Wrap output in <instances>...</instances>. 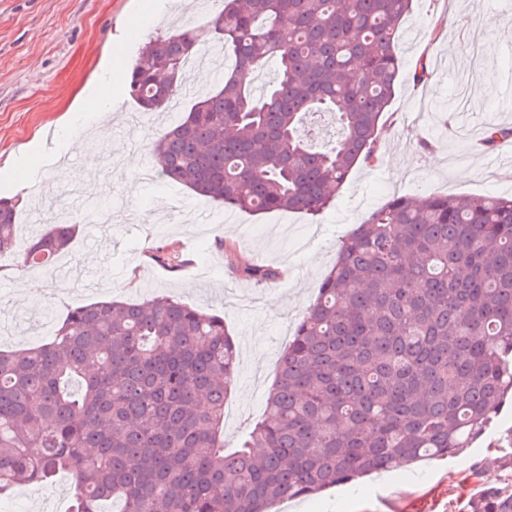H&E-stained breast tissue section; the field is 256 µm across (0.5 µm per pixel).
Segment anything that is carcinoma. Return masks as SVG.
<instances>
[{"mask_svg": "<svg viewBox=\"0 0 512 512\" xmlns=\"http://www.w3.org/2000/svg\"><path fill=\"white\" fill-rule=\"evenodd\" d=\"M413 0H224L205 18L234 57L222 85L154 137L161 179L249 213L322 214L352 169L382 160L380 123L405 80L399 29ZM198 50L184 23L152 36L130 97L168 108ZM278 62L257 90L236 71ZM330 112L342 139L312 150L305 115ZM512 127L489 126L493 151ZM16 204L0 199V256L14 255ZM74 224L31 238L17 266L68 250ZM153 259L175 266L161 245ZM259 285L275 268L246 259ZM238 350L224 317L170 298L69 309L50 342L0 351V496L60 472L70 512H270L399 463L445 459L512 400V196H394L355 225L279 357L261 420L224 452ZM468 512H512L484 485Z\"/></svg>", "mask_w": 512, "mask_h": 512, "instance_id": "carcinoma-1", "label": "carcinoma"}]
</instances>
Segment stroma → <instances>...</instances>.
Segmentation results:
<instances>
[{
    "label": "stroma",
    "mask_w": 512,
    "mask_h": 512,
    "mask_svg": "<svg viewBox=\"0 0 512 512\" xmlns=\"http://www.w3.org/2000/svg\"><path fill=\"white\" fill-rule=\"evenodd\" d=\"M139 2L0 0V169L16 172L15 180H0V196L17 201L23 222L40 197L63 201L79 226L65 270L46 269L39 293H26L28 271H0V350L48 342L70 307L103 298L171 297L223 314L241 348L238 382L226 400L234 412L224 426L230 452L261 419L276 361L354 224L396 195L512 194V165L474 147L487 125L512 126V0H413L399 50L409 63L427 54L430 75L397 88L381 126L383 162L356 166L321 215L238 211L233 223L208 225L203 234L175 212L166 224L152 219L162 200L175 198L186 211L202 200L160 179L138 183L137 171L114 164L133 149L128 129L137 106L126 90L127 65L150 35L191 17L165 0L144 28L133 30L129 20ZM441 17L443 32L431 39ZM118 37L127 61L112 79L120 110L103 126L90 117L72 121ZM66 123L84 138L83 151H65ZM162 244L189 259V267L156 265L150 254ZM229 244L235 254L281 270V279L267 286L240 278ZM102 265L110 280L99 278ZM273 294L279 302L271 306ZM511 454L512 403L459 455L374 472L321 496L278 504L276 512H467L478 483L512 486V470L499 464ZM73 492L72 477L61 472L46 484L16 486L0 499V512L15 504L22 512H68Z\"/></svg>",
    "instance_id": "1"
}]
</instances>
